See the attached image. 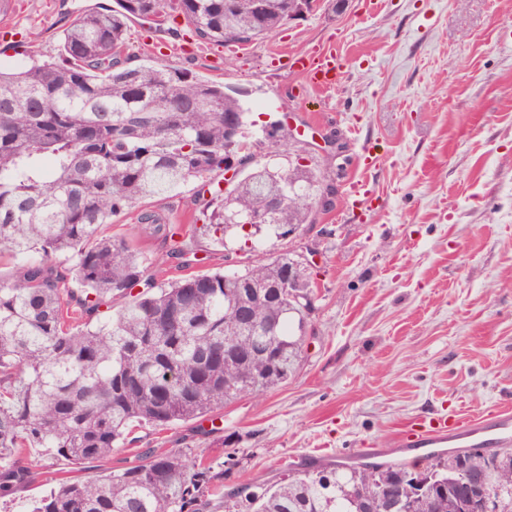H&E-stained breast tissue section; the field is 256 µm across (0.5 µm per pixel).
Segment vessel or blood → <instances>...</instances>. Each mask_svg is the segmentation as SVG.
Returning a JSON list of instances; mask_svg holds the SVG:
<instances>
[{"instance_id":"obj_1","label":"vessel or blood","mask_w":512,"mask_h":512,"mask_svg":"<svg viewBox=\"0 0 512 512\" xmlns=\"http://www.w3.org/2000/svg\"><path fill=\"white\" fill-rule=\"evenodd\" d=\"M293 68L315 89L333 86L342 71L340 52L325 50L312 56H297ZM414 443L433 448H481L512 442V413L499 411L481 418L423 419L411 428Z\"/></svg>"}]
</instances>
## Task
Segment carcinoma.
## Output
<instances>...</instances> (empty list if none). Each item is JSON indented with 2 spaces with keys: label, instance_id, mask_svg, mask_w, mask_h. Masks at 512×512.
Segmentation results:
<instances>
[{
  "label": "carcinoma",
  "instance_id": "obj_1",
  "mask_svg": "<svg viewBox=\"0 0 512 512\" xmlns=\"http://www.w3.org/2000/svg\"><path fill=\"white\" fill-rule=\"evenodd\" d=\"M291 2L119 0L66 29L65 64L0 65V252L22 258L13 279H0V499L37 482L31 448L85 465L112 455L136 425L205 416L296 373L310 311L288 292V256L158 288L134 245L101 234L146 200L224 171L232 155L249 169L207 202L214 231L233 228L253 241L314 223L317 175L256 159L260 138L239 94L163 65H127L133 18L176 9L204 41L254 42L288 21ZM248 216L258 219L250 232ZM140 224L169 241L159 264L188 262L183 227L153 211ZM31 253L42 259H26ZM252 276L270 295L240 320L235 309ZM116 297L124 305L96 320ZM226 343L244 353L224 359ZM469 467L498 489L501 512H512V454L475 448ZM430 471L446 491L427 506L426 496L414 499V512H475L454 488L452 460ZM385 494L410 498L405 464L300 468L278 484L254 478L226 490L224 472L203 457L152 450L123 470L60 481L31 512H365Z\"/></svg>",
  "mask_w": 512,
  "mask_h": 512
}]
</instances>
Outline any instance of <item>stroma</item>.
Returning <instances> with one entry per match:
<instances>
[{"instance_id": "obj_1", "label": "stroma", "mask_w": 512, "mask_h": 512, "mask_svg": "<svg viewBox=\"0 0 512 512\" xmlns=\"http://www.w3.org/2000/svg\"><path fill=\"white\" fill-rule=\"evenodd\" d=\"M95 2L21 0L0 16V62L58 61L63 30ZM335 3L320 0L244 50L200 40L174 12L131 22L129 66L159 63L243 91L257 126L290 122L292 153L312 132L339 131L349 161L338 172L313 158L339 185L334 207L301 237H264L251 252L206 227L199 182L148 202L184 227L198 274L316 241L318 301L295 378L225 404L217 432L200 418L136 430L100 469L130 466L149 447L201 454L216 469L233 459L236 484L352 463L372 448L422 464L427 449L398 444L417 421L512 408V0H351L343 12ZM332 45L348 60L322 93L291 59ZM366 153L377 157L368 169ZM358 180L371 193L361 209L349 191ZM138 218L130 210L103 231L132 241L149 266L167 245ZM31 454L40 482L17 488L6 512L84 474Z\"/></svg>"}]
</instances>
